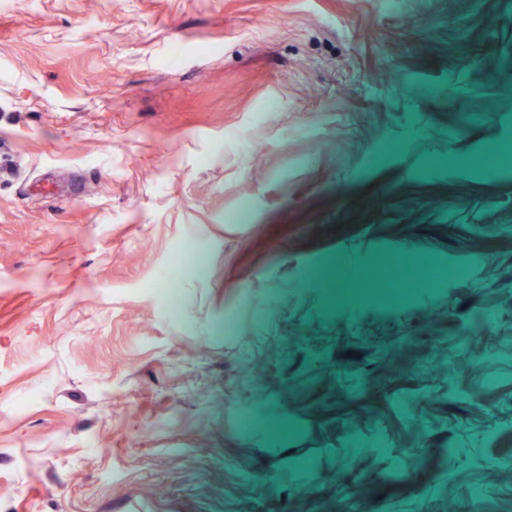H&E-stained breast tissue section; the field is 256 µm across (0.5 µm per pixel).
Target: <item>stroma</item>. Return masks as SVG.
<instances>
[{
  "mask_svg": "<svg viewBox=\"0 0 512 512\" xmlns=\"http://www.w3.org/2000/svg\"><path fill=\"white\" fill-rule=\"evenodd\" d=\"M506 82L512 0H0V512H512Z\"/></svg>",
  "mask_w": 512,
  "mask_h": 512,
  "instance_id": "1",
  "label": "stroma"
}]
</instances>
